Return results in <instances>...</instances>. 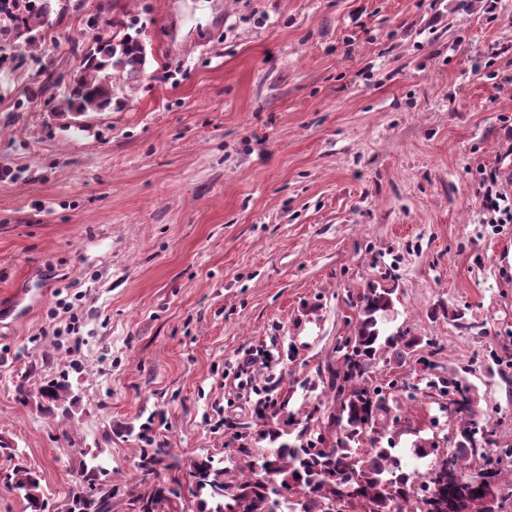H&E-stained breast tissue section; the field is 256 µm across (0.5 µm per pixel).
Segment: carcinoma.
<instances>
[{
    "label": "carcinoma",
    "mask_w": 512,
    "mask_h": 512,
    "mask_svg": "<svg viewBox=\"0 0 512 512\" xmlns=\"http://www.w3.org/2000/svg\"><path fill=\"white\" fill-rule=\"evenodd\" d=\"M53 10L52 0H0V14L14 17L24 14L39 20ZM108 33L98 38L83 55L80 69L67 86L64 103L79 114L102 112L112 106V71L136 79L144 73L146 55L139 39L113 20L104 21ZM394 289L381 284L369 286L356 303V323L346 337L343 365L328 368L326 382L332 402L339 404L335 414L328 415V431L335 436L326 439L314 434L313 415L298 417L286 411L288 401L262 405L259 437L269 440L274 448L255 457L249 449H236L248 458L241 466L230 454L223 459L205 455L188 461L162 447L147 448L140 456L139 468L158 477L151 489L137 495L131 505L137 512H186L174 505L182 498L179 473L186 472L195 497L204 493L199 512H330L331 503L347 497L355 501L356 512H423L420 494L424 485L436 488V499L460 496L465 512H486L484 494L476 485L477 476L469 472L467 453H480L484 464L491 466L486 478L496 482L500 465L512 459L511 448H498L485 421L472 409V387L466 377L450 374L448 378L429 381L448 395V403L461 397L454 408L459 419L460 452L451 454V462L429 459L422 444H415L413 456L429 459L425 469H403L401 458L394 455L395 442L381 445V438L364 439L381 417L388 414L385 389L370 383L372 364L388 351L400 362L417 345L405 335L385 334L384 325L395 311ZM47 407L66 403L70 389L65 382H52L39 391ZM298 426L294 440L285 438L288 428ZM0 452L16 463L0 470V481L16 491L30 512H45L46 494L42 479L27 467L17 449L0 444ZM106 474L98 455L79 463V488L71 495L66 512H112V489L99 488L84 493V485H95Z\"/></svg>",
    "instance_id": "cac0c4a2"
}]
</instances>
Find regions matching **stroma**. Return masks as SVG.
Returning a JSON list of instances; mask_svg holds the SVG:
<instances>
[{"label":"stroma","mask_w":512,"mask_h":512,"mask_svg":"<svg viewBox=\"0 0 512 512\" xmlns=\"http://www.w3.org/2000/svg\"><path fill=\"white\" fill-rule=\"evenodd\" d=\"M108 17L137 33L145 74L113 73L111 109L68 111ZM30 26L34 57L0 61V308L40 297L0 320V440L47 512L85 452L130 512L153 481L146 425L188 459L267 451L257 401L315 403L349 297L381 279L390 331L418 344L372 380L418 382L425 355L440 376L469 367L476 415L512 446V224L484 223L473 181L512 149V0L491 21L476 0H55ZM60 288L84 294L77 332ZM50 380L69 417L39 398ZM392 414L379 428L404 464L423 440L455 452L435 398Z\"/></svg>","instance_id":"1"}]
</instances>
